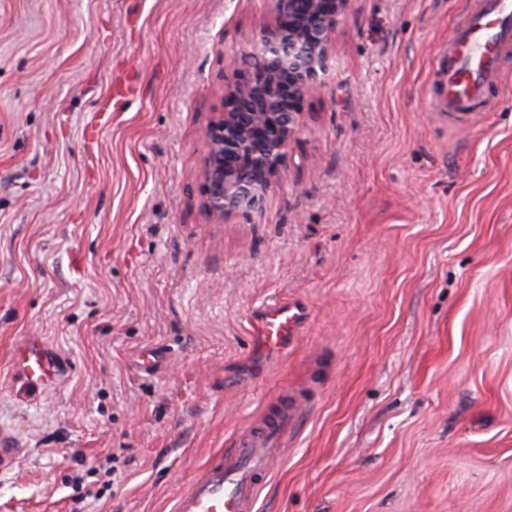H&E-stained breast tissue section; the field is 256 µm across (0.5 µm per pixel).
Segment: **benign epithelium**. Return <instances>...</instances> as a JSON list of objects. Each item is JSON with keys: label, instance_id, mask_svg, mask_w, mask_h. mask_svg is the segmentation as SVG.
I'll return each instance as SVG.
<instances>
[{"label": "benign epithelium", "instance_id": "1", "mask_svg": "<svg viewBox=\"0 0 512 512\" xmlns=\"http://www.w3.org/2000/svg\"><path fill=\"white\" fill-rule=\"evenodd\" d=\"M274 18L252 45L258 68L236 71L227 108L204 131L201 195L210 221L262 213L299 134L297 104L325 84L350 0H271Z\"/></svg>", "mask_w": 512, "mask_h": 512}]
</instances>
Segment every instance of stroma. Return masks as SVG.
Masks as SVG:
<instances>
[{"label":"stroma","instance_id":"35a3bbf8","mask_svg":"<svg viewBox=\"0 0 512 512\" xmlns=\"http://www.w3.org/2000/svg\"><path fill=\"white\" fill-rule=\"evenodd\" d=\"M479 5L350 0L263 214L212 224L203 131L269 0H0V512H175L286 388L257 512H512V52L473 115L429 104ZM274 299L308 315L265 356ZM12 363L29 384L43 388L53 387L64 371L63 363L34 339L14 349Z\"/></svg>","mask_w":512,"mask_h":512}]
</instances>
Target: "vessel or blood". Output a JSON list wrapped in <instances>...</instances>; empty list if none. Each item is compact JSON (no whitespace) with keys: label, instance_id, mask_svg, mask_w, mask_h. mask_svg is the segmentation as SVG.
I'll return each mask as SVG.
<instances>
[{"label":"vessel or blood","instance_id":"obj_1","mask_svg":"<svg viewBox=\"0 0 512 512\" xmlns=\"http://www.w3.org/2000/svg\"><path fill=\"white\" fill-rule=\"evenodd\" d=\"M510 48L512 0H482L455 27L447 47L435 59L438 94L433 111L451 115L475 111L487 88L499 81L500 58ZM305 319L300 305H266L256 317L257 339L269 353L281 354ZM12 363L29 384L43 388L53 387L64 371L62 362L35 340L16 347ZM304 402L301 394L283 391L261 421L236 435L223 460L179 495L176 512H254L263 481L287 447Z\"/></svg>","mask_w":512,"mask_h":512}]
</instances>
